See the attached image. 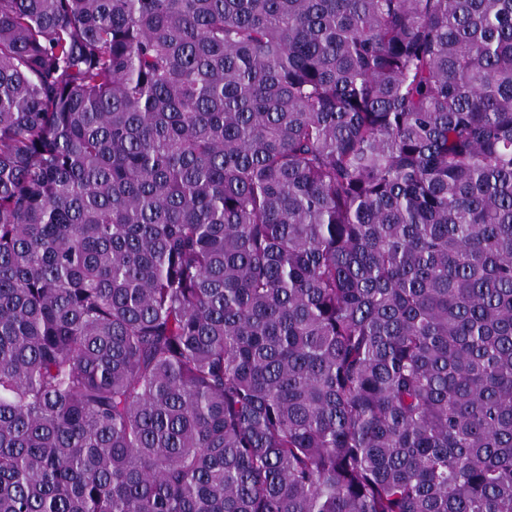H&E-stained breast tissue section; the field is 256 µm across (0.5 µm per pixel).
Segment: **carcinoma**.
<instances>
[{"label":"carcinoma","mask_w":512,"mask_h":512,"mask_svg":"<svg viewBox=\"0 0 512 512\" xmlns=\"http://www.w3.org/2000/svg\"><path fill=\"white\" fill-rule=\"evenodd\" d=\"M0 512H512V0H0Z\"/></svg>","instance_id":"1"}]
</instances>
